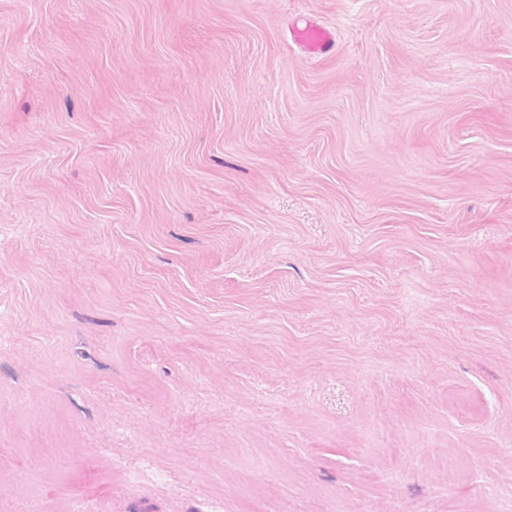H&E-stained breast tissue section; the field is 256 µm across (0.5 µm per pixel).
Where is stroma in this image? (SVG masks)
<instances>
[{
  "label": "stroma",
  "instance_id": "1",
  "mask_svg": "<svg viewBox=\"0 0 512 512\" xmlns=\"http://www.w3.org/2000/svg\"><path fill=\"white\" fill-rule=\"evenodd\" d=\"M0 512H512V0H0ZM292 37L309 55L323 54L336 42L335 30L309 21L296 25Z\"/></svg>",
  "mask_w": 512,
  "mask_h": 512
}]
</instances>
